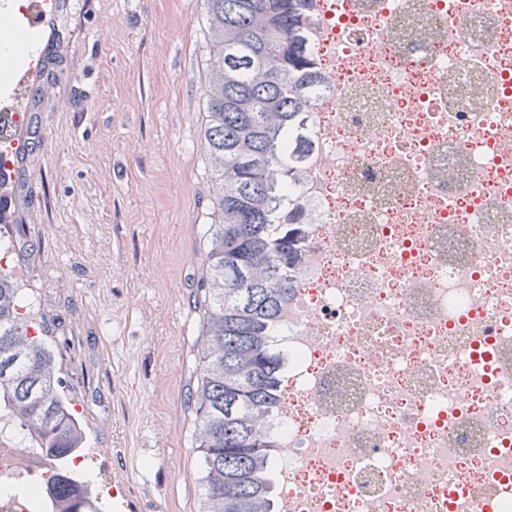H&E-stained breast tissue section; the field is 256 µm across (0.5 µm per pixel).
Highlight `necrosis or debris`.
Instances as JSON below:
<instances>
[{"label":"necrosis or debris","instance_id":"necrosis-or-debris-1","mask_svg":"<svg viewBox=\"0 0 512 512\" xmlns=\"http://www.w3.org/2000/svg\"><path fill=\"white\" fill-rule=\"evenodd\" d=\"M277 512H512V0H310ZM48 470L0 421V486Z\"/></svg>","mask_w":512,"mask_h":512}]
</instances>
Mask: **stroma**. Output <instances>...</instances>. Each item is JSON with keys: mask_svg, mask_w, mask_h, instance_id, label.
I'll return each mask as SVG.
<instances>
[{"mask_svg": "<svg viewBox=\"0 0 512 512\" xmlns=\"http://www.w3.org/2000/svg\"><path fill=\"white\" fill-rule=\"evenodd\" d=\"M35 105L49 148L16 164L0 266L28 286L91 478L140 475L145 508L202 512L197 426L204 228L217 214L204 149L210 77L203 0H57Z\"/></svg>", "mask_w": 512, "mask_h": 512, "instance_id": "35a3bbf8", "label": "stroma"}]
</instances>
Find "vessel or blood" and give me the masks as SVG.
<instances>
[{"label":"vessel or blood","instance_id":"b4317fda","mask_svg":"<svg viewBox=\"0 0 512 512\" xmlns=\"http://www.w3.org/2000/svg\"><path fill=\"white\" fill-rule=\"evenodd\" d=\"M55 0H29L25 11L17 19L18 25L29 35L30 42L22 63L16 68L9 83L0 84V122L6 134L0 139L8 151L22 155L27 148V128L19 124L20 114L26 110L23 98L25 89L40 76L43 51L39 38L47 18L53 13ZM131 475L112 480V512H141L133 490Z\"/></svg>","mask_w":512,"mask_h":512}]
</instances>
